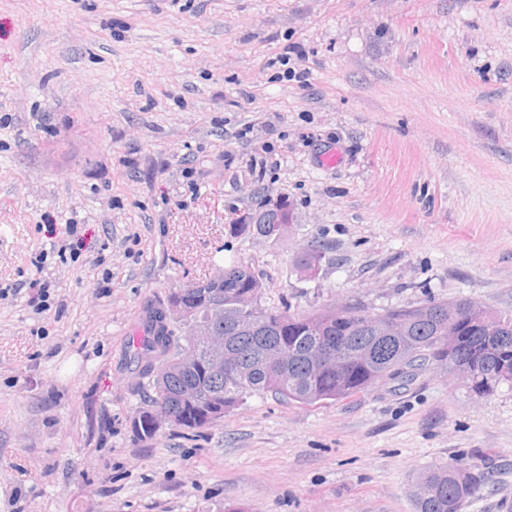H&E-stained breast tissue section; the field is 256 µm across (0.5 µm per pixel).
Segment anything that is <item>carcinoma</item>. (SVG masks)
<instances>
[{
    "mask_svg": "<svg viewBox=\"0 0 512 512\" xmlns=\"http://www.w3.org/2000/svg\"><path fill=\"white\" fill-rule=\"evenodd\" d=\"M288 216L287 207L265 209L259 223L234 224L232 230L275 238ZM323 258V248L316 247L297 256L295 264L299 271L312 274ZM262 288L248 264L233 262L196 282L185 298L197 319L208 324L212 294H219L224 320L214 331L222 339L224 363L242 368L238 375L211 372L208 364L215 350L208 346L189 353L181 327L164 315L174 291L145 301L140 335L132 341L129 358L131 389L143 396L130 419L134 437L155 438L148 420V410L155 404L188 415L182 429L194 431L212 426L253 395L271 393L312 405L350 398L388 380L406 385L422 367L448 371V356L439 349V340L456 302L429 298L387 309L383 315L399 320L403 330L399 336H381L373 312L353 305L340 311L330 305L308 313L268 308L261 303ZM487 313L498 319L500 331L485 333L480 314H474L458 326L455 356L460 363L482 364L477 389L490 395L487 377L499 359L512 358V312ZM486 479L483 470L457 460L430 465L412 479L413 487L429 489L425 496L413 494L414 512H462Z\"/></svg>",
    "mask_w": 512,
    "mask_h": 512,
    "instance_id": "1",
    "label": "carcinoma"
}]
</instances>
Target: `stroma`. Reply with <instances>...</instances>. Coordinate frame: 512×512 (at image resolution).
Masks as SVG:
<instances>
[{
  "instance_id": "35a3bbf8",
  "label": "stroma",
  "mask_w": 512,
  "mask_h": 512,
  "mask_svg": "<svg viewBox=\"0 0 512 512\" xmlns=\"http://www.w3.org/2000/svg\"><path fill=\"white\" fill-rule=\"evenodd\" d=\"M234 260L295 313L512 311V0H0V512H414L448 460L506 512L512 384L429 367L136 439L144 301ZM260 224L257 222V214L242 215L237 219L236 224H232V230L236 234L254 233L265 238H277L279 235L280 226L287 224L285 229L281 231L283 236L290 227L291 220H285L286 217L291 216L287 204H284V209L263 210L260 212ZM283 222L282 224H280Z\"/></svg>"
}]
</instances>
